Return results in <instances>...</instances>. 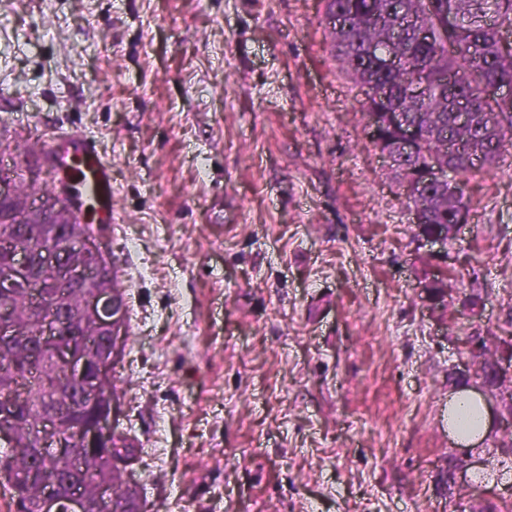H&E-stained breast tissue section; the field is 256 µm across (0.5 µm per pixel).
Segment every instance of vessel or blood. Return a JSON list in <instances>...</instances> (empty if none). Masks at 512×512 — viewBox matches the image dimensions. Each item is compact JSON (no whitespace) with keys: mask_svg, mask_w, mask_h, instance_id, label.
Returning a JSON list of instances; mask_svg holds the SVG:
<instances>
[{"mask_svg":"<svg viewBox=\"0 0 512 512\" xmlns=\"http://www.w3.org/2000/svg\"><path fill=\"white\" fill-rule=\"evenodd\" d=\"M43 158L55 173L54 186L69 195L76 219L92 209L101 230L111 228L112 165L96 143L81 134L60 129L47 140Z\"/></svg>","mask_w":512,"mask_h":512,"instance_id":"1","label":"vessel or blood"}]
</instances>
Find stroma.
<instances>
[{
  "label": "stroma",
  "instance_id": "obj_1",
  "mask_svg": "<svg viewBox=\"0 0 512 512\" xmlns=\"http://www.w3.org/2000/svg\"><path fill=\"white\" fill-rule=\"evenodd\" d=\"M323 0H0V160L96 139L126 303L116 433L150 512H492L512 454L448 431L472 328L512 331V141L422 237ZM448 291L446 303L432 297ZM432 191L435 196L439 195L441 200L436 203H432L431 199H424L423 201H420V204L423 206V217L425 218L424 224L428 226L430 231L441 234L423 232L422 208L414 207L412 209L410 201L407 202L408 207L412 209L414 216L413 222L420 229L422 235L431 240V242L447 249L448 240L455 236L457 228L460 225L468 221L471 211V200L466 194L465 184L460 186L458 191L452 190L449 183L444 184V188L434 186ZM463 209L466 211L462 212L459 223L456 224L458 216ZM448 224L451 225L449 233ZM442 232H447L448 234Z\"/></svg>",
  "mask_w": 512,
  "mask_h": 512
}]
</instances>
